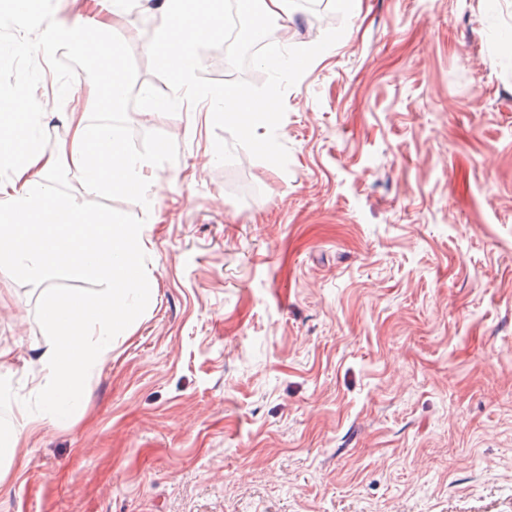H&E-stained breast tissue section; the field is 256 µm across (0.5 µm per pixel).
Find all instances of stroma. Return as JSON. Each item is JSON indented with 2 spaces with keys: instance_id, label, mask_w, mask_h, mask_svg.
Returning a JSON list of instances; mask_svg holds the SVG:
<instances>
[{
  "instance_id": "1",
  "label": "stroma",
  "mask_w": 512,
  "mask_h": 512,
  "mask_svg": "<svg viewBox=\"0 0 512 512\" xmlns=\"http://www.w3.org/2000/svg\"><path fill=\"white\" fill-rule=\"evenodd\" d=\"M78 8L37 0L0 22V101L30 97L50 146L85 100L38 18ZM339 26L285 94L287 169L241 147L215 162L211 120L184 105L128 113L135 135L176 142L144 173L174 191L92 192L54 172L76 208L140 229L151 291L69 419L24 435L0 512H512V0H354L345 19L294 7L273 34L307 47ZM156 30L152 4L130 0L114 32L137 86L164 92ZM105 287L0 266V425L5 389L41 407L43 289Z\"/></svg>"
}]
</instances>
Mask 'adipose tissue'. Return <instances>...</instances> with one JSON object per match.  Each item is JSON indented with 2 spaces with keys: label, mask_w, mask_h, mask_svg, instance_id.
I'll return each instance as SVG.
<instances>
[{
  "label": "adipose tissue",
  "mask_w": 512,
  "mask_h": 512,
  "mask_svg": "<svg viewBox=\"0 0 512 512\" xmlns=\"http://www.w3.org/2000/svg\"><path fill=\"white\" fill-rule=\"evenodd\" d=\"M123 13L120 0H101L98 13L76 15L71 21L46 18L42 36L63 43L85 59L102 65L85 86V99L110 95L111 108L124 107L126 80L110 59L113 49L105 33ZM27 97L10 98L0 117V260L19 265L34 278L49 266L65 261L67 267L105 280L107 290L93 301L56 289L43 291L44 315L55 329L52 343L38 354L36 388L44 406L36 419L56 424L65 419L78 395L79 378L102 364L112 351V330L125 313L126 300L141 296L146 280L130 272L127 261L138 243L135 230L115 213L84 211L66 203L48 185L59 158H66L88 190H138L142 174L154 164L150 154H133L124 146L117 128L91 124L86 110L73 108L66 115L69 140L50 147L32 138ZM18 408L15 422L0 428V450L15 452L32 419Z\"/></svg>",
  "instance_id": "obj_1"
}]
</instances>
